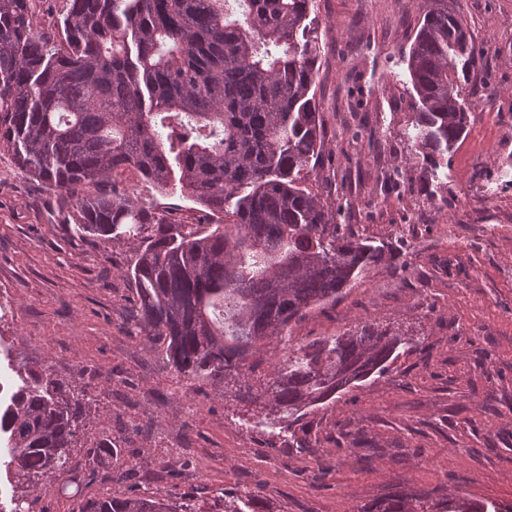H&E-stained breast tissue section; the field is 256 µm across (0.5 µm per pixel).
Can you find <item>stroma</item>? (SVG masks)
Masks as SVG:
<instances>
[{"mask_svg":"<svg viewBox=\"0 0 512 512\" xmlns=\"http://www.w3.org/2000/svg\"><path fill=\"white\" fill-rule=\"evenodd\" d=\"M431 0H314L327 149L306 184L358 236L392 244L336 303L293 323V345L369 323L415 346L383 377L308 412L281 436L175 373L135 333L129 246L74 235V210L0 145V386L47 367L87 388L70 450L75 481L47 482L43 512L104 496L258 491L278 512H352L396 494L466 498L512 512V0H448L485 49L466 87L467 136L431 171L412 146L401 51ZM117 186L203 224L195 204L135 173ZM113 448H98L103 437ZM101 466L85 471L89 449ZM137 468L134 480L123 472Z\"/></svg>","mask_w":512,"mask_h":512,"instance_id":"stroma-1","label":"stroma"}]
</instances>
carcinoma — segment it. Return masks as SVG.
<instances>
[{
	"label": "carcinoma",
	"instance_id": "carcinoma-1",
	"mask_svg": "<svg viewBox=\"0 0 512 512\" xmlns=\"http://www.w3.org/2000/svg\"><path fill=\"white\" fill-rule=\"evenodd\" d=\"M313 0H68L42 32L36 0H0V143L26 175L75 202L74 232L135 250L138 335L162 348L190 392L232 384L234 398L288 425L376 374L410 338L358 325L294 347L288 327L336 302L384 261L385 246L334 223L305 172L326 142ZM407 65L414 141L434 169L466 135V79L484 53L463 17L434 0ZM212 216L178 224L123 195L127 172ZM102 186L95 195L90 184ZM288 362L269 363L271 344ZM93 400L45 368L0 400L7 475L56 479ZM80 512H273L253 491L211 503L171 493L106 497ZM356 512H485L394 495Z\"/></svg>",
	"mask_w": 512,
	"mask_h": 512
}]
</instances>
